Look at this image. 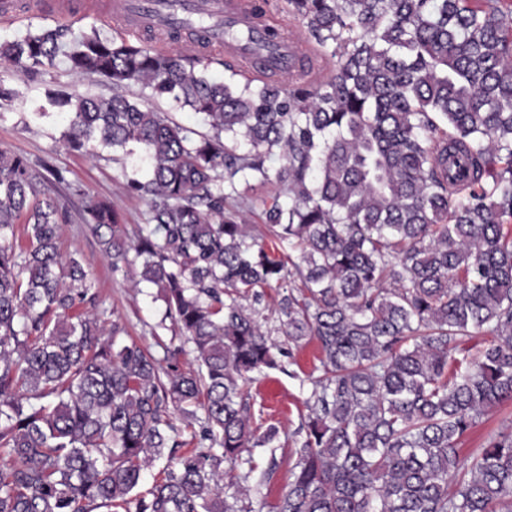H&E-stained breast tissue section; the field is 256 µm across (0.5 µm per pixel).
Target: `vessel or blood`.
Wrapping results in <instances>:
<instances>
[{
	"label": "vessel or blood",
	"instance_id": "b4317fda",
	"mask_svg": "<svg viewBox=\"0 0 512 512\" xmlns=\"http://www.w3.org/2000/svg\"><path fill=\"white\" fill-rule=\"evenodd\" d=\"M87 8L89 13L120 24L123 31L138 35L148 30H166L176 22H188L202 16L207 18L206 27L195 33L196 42L212 46H223L224 33L228 30L247 32L246 41L229 46L230 54L250 75H262L258 62L271 58L275 71L285 75L299 68L306 49L299 39H283L274 50L262 47L263 19L254 16L248 0H88L80 5L79 0H51L49 8L53 15L68 17Z\"/></svg>",
	"mask_w": 512,
	"mask_h": 512
}]
</instances>
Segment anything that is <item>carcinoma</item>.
<instances>
[{
	"label": "carcinoma",
	"instance_id": "obj_1",
	"mask_svg": "<svg viewBox=\"0 0 512 512\" xmlns=\"http://www.w3.org/2000/svg\"><path fill=\"white\" fill-rule=\"evenodd\" d=\"M287 3L313 56L286 83L219 80L209 58L94 27L0 40L21 73L62 63L117 90L46 97L68 150L146 164L127 188L147 223L127 230L107 199L82 221L113 271L141 263L157 327L171 320L196 364L106 329L90 272L58 252L68 211L0 151V512H253L220 487L226 463L233 499L250 497L252 449L279 438L245 386L307 340L319 375L273 512H512V431L469 460L458 448L512 401V0ZM133 84L210 131L121 93ZM255 183L277 193L254 234Z\"/></svg>",
	"mask_w": 512,
	"mask_h": 512
}]
</instances>
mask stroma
<instances>
[{
	"label": "stroma",
	"instance_id": "obj_1",
	"mask_svg": "<svg viewBox=\"0 0 512 512\" xmlns=\"http://www.w3.org/2000/svg\"><path fill=\"white\" fill-rule=\"evenodd\" d=\"M63 26L78 32L98 28L108 36H122L117 25L95 15H74L66 20L34 12L15 19L0 18V39H15L42 27ZM0 78L16 86L18 98L0 104V150L20 153L31 161L52 157L63 170L67 182L83 186L84 196L69 195L65 184L49 180L42 182V194L55 197L70 215L58 240L62 255L79 253L91 273L93 289L98 296V309L105 321L119 320L126 330V341L147 347L156 357H164L167 350L181 349V361H190L192 355L185 348V338L177 328L158 330L165 305L157 300L154 286L142 282L138 271L113 272L102 253L96 238L80 215L90 199L107 198L121 212L128 227L145 223L148 206L146 200L128 194L126 178L119 164L113 163L111 151H101L91 157L66 150L61 142L62 123L50 118L37 119L33 113L46 101L49 89L109 97L113 94L110 84L98 78L68 73L64 67L39 72L17 74L12 67L0 63ZM295 361L288 371L270 370L249 386L248 403L257 425L277 426L281 437L276 448H257L253 454L261 470L266 473L258 492L252 493L253 503L262 504V512H271L272 506L287 491L291 481L292 452L295 448L293 434L307 414L305 400L308 389L302 380L314 375L318 364L317 345L306 342L294 351ZM512 431V404L506 403L490 412L461 446L463 456L476 454L483 444L499 434Z\"/></svg>",
	"mask_w": 512,
	"mask_h": 512
}]
</instances>
